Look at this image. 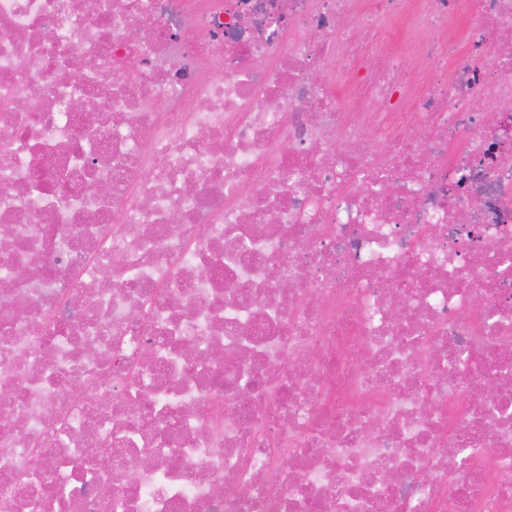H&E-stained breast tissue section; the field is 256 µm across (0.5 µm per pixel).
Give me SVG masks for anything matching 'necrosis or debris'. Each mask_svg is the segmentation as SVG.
Segmentation results:
<instances>
[{
  "instance_id": "necrosis-or-debris-1",
  "label": "necrosis or debris",
  "mask_w": 512,
  "mask_h": 512,
  "mask_svg": "<svg viewBox=\"0 0 512 512\" xmlns=\"http://www.w3.org/2000/svg\"><path fill=\"white\" fill-rule=\"evenodd\" d=\"M0 224V512H512V0H0Z\"/></svg>"
}]
</instances>
